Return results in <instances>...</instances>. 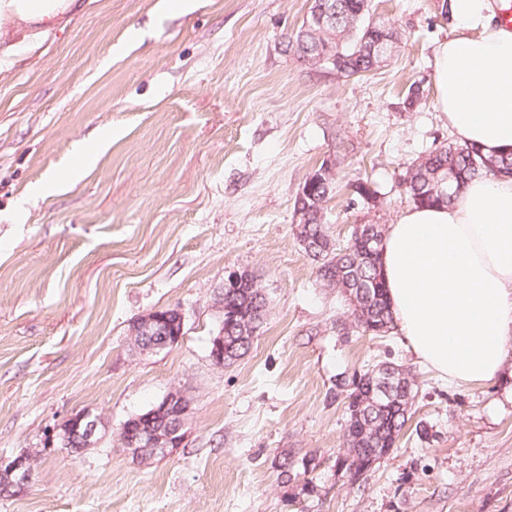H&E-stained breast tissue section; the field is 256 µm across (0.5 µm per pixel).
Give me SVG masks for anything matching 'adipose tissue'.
I'll list each match as a JSON object with an SVG mask.
<instances>
[{
    "instance_id": "adipose-tissue-1",
    "label": "adipose tissue",
    "mask_w": 512,
    "mask_h": 512,
    "mask_svg": "<svg viewBox=\"0 0 512 512\" xmlns=\"http://www.w3.org/2000/svg\"><path fill=\"white\" fill-rule=\"evenodd\" d=\"M77 0H0V72ZM457 34L434 56L436 108L461 142L512 151V31L492 0H449ZM382 273L416 361L449 383H486L512 358V176L465 184L450 205L411 207L389 226Z\"/></svg>"
}]
</instances>
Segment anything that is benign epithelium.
<instances>
[{
  "instance_id": "1",
  "label": "benign epithelium",
  "mask_w": 512,
  "mask_h": 512,
  "mask_svg": "<svg viewBox=\"0 0 512 512\" xmlns=\"http://www.w3.org/2000/svg\"><path fill=\"white\" fill-rule=\"evenodd\" d=\"M137 328L153 337L152 346L158 350L177 344L184 336L183 317L177 309L153 311L140 319ZM186 409L182 394L172 390L146 416L151 424L154 418L161 419V427L143 431L134 429L133 422H125L120 432L121 441L139 453L166 457L182 447L187 439L184 422ZM100 424L99 415L86 411L76 413L47 432L43 447L87 448L94 443ZM0 472L14 476L16 485L22 486L28 482L32 472L31 457L27 454L14 458L0 457Z\"/></svg>"
}]
</instances>
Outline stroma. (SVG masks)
I'll return each mask as SVG.
<instances>
[{
  "mask_svg": "<svg viewBox=\"0 0 512 512\" xmlns=\"http://www.w3.org/2000/svg\"><path fill=\"white\" fill-rule=\"evenodd\" d=\"M447 2L371 0L398 44L361 76L287 51L310 0H192L179 13L90 0L0 73V457L37 453L23 489L0 480V512H512V373L457 386L397 330L363 333L297 238L296 197L324 160L325 222L342 244L355 225L395 223L411 205L407 170L453 141L433 81ZM103 128L111 141L70 180ZM52 176L57 192L35 194ZM360 178L376 198L359 197ZM239 268L260 276L269 311L218 367L210 340ZM170 308L183 339L138 347L133 323ZM385 363L418 396L396 447L353 481L336 463L338 383ZM175 388L187 442L142 459L121 425ZM79 411L104 419L95 447H44Z\"/></svg>",
  "mask_w": 512,
  "mask_h": 512,
  "instance_id": "35a3bbf8",
  "label": "stroma"
}]
</instances>
